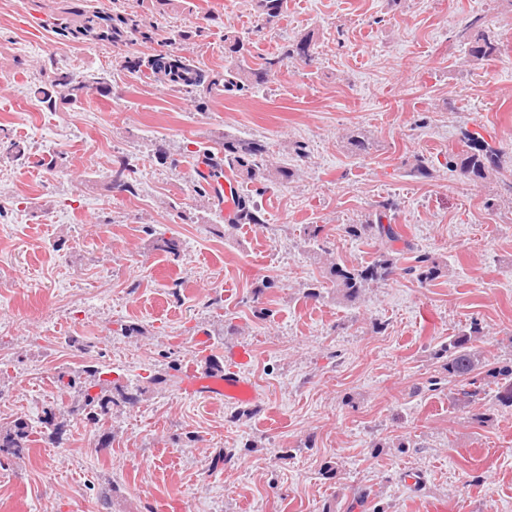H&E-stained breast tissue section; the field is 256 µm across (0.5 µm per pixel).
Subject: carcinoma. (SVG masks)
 I'll list each match as a JSON object with an SVG mask.
<instances>
[{
  "label": "carcinoma",
  "instance_id": "obj_1",
  "mask_svg": "<svg viewBox=\"0 0 512 512\" xmlns=\"http://www.w3.org/2000/svg\"><path fill=\"white\" fill-rule=\"evenodd\" d=\"M255 10L271 22L282 12L283 0H253ZM89 5L82 8L70 7L60 11L54 26L62 36L75 38L94 33L96 12L87 14ZM142 20L136 14L118 15L109 18L106 28L98 32L97 39L124 41L127 37L141 32ZM457 38L468 45V63L483 65L498 57L501 44L487 33L484 16L477 14L467 18L457 32ZM310 37H303L287 46L283 51L263 58L257 68L245 64L227 67L224 71L207 72L194 61L178 52L156 54L132 63L134 68H145L146 77L169 85L180 91L195 92L199 89H219L228 94L240 91L245 84L263 85L271 81L286 61L294 57H311ZM93 78H77L67 69L57 68L53 72L50 88H39L42 103L47 108L53 106V95L61 93L70 101L77 103L94 88ZM464 149L448 152V167L457 169L469 181H484L503 169L506 152L491 146L480 134L463 132ZM219 147L205 149L198 157L209 168L208 179L217 181L227 176V172H238L252 180L261 175L260 160L266 154V147L258 141L232 137L223 134L218 137ZM433 167L432 160L425 155L414 157L410 172L427 178ZM236 220L228 225L234 229L240 224H262L260 205L249 195H241L235 201ZM396 209L394 201L387 199L374 205L368 218L360 224H347L344 233L348 238L366 240L378 245V255L367 264L348 266L320 244L322 226L311 224L307 227L309 249L306 253L321 264L323 277L331 282L336 290V303L353 307L360 303L365 292L377 288L398 270L394 244L402 240L403 235L397 225L391 223V213ZM404 273L413 275L416 280L426 283L435 280L443 273V267L426 254L415 257V265L404 269ZM484 335L481 323L473 321L469 327L448 336V342L435 352L438 359L444 360L443 369L448 372V381L456 383L455 404L462 408H475L488 396H493L501 406H512V365L498 366L489 363L485 351L477 344ZM102 370L87 366L79 375L83 381H71L79 384L80 399L70 408V413L83 416L91 423H98L112 417L117 408L134 405L142 391L129 390L115 381L101 378ZM182 367L176 363L166 370H158L148 376L153 386H175L182 381ZM47 438L58 442L57 432L46 431L18 418L7 426H0V453L7 456H19L32 444Z\"/></svg>",
  "mask_w": 512,
  "mask_h": 512
}]
</instances>
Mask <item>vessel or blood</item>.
<instances>
[{
  "mask_svg": "<svg viewBox=\"0 0 512 512\" xmlns=\"http://www.w3.org/2000/svg\"><path fill=\"white\" fill-rule=\"evenodd\" d=\"M213 196L222 198L224 207L220 211L225 222H232L235 215V201L240 194L236 179L229 178L213 187ZM252 352L245 347H237L224 354V368L210 375L190 373L184 390L191 395H207L223 398L228 402H242L253 398V388L244 380L243 370L250 362Z\"/></svg>",
  "mask_w": 512,
  "mask_h": 512,
  "instance_id": "1",
  "label": "vessel or blood"
}]
</instances>
